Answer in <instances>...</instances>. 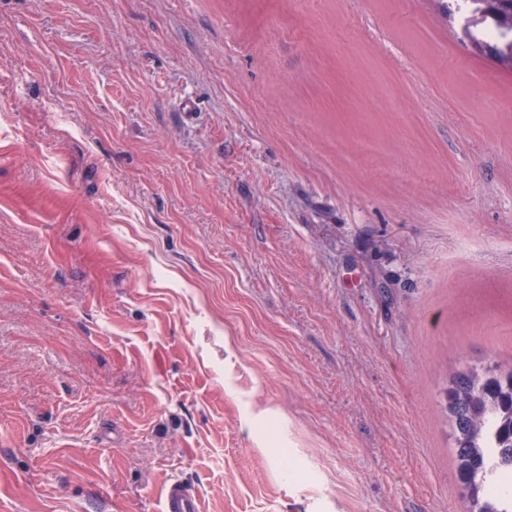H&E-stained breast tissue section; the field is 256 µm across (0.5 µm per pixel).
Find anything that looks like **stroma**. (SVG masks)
<instances>
[{"instance_id":"1","label":"stroma","mask_w":512,"mask_h":512,"mask_svg":"<svg viewBox=\"0 0 512 512\" xmlns=\"http://www.w3.org/2000/svg\"><path fill=\"white\" fill-rule=\"evenodd\" d=\"M490 364L512 64L442 0H0V512H467ZM161 512H203L200 495L184 483H168L162 492Z\"/></svg>"}]
</instances>
